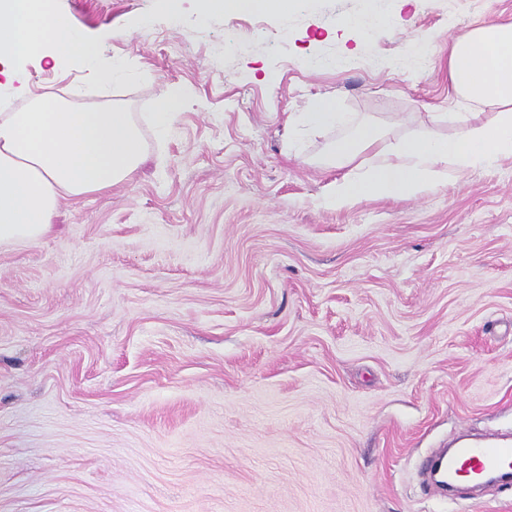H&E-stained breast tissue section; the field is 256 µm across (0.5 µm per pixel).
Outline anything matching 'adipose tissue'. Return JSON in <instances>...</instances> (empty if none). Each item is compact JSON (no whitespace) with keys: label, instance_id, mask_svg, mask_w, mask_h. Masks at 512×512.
I'll use <instances>...</instances> for the list:
<instances>
[{"label":"adipose tissue","instance_id":"1","mask_svg":"<svg viewBox=\"0 0 512 512\" xmlns=\"http://www.w3.org/2000/svg\"><path fill=\"white\" fill-rule=\"evenodd\" d=\"M39 51L53 65L74 61L90 68L105 84L123 76L122 67L103 61L98 43L58 11L36 7L32 0H9L0 8V93L32 101L26 111L0 113V242L39 240L49 232L60 202L111 191L147 154L130 113L75 110L33 94L23 62ZM448 73L455 94L466 104L495 110L493 120L451 136L414 133L394 139L372 123L356 122L352 135L330 154L353 171L335 182L328 205L412 197L462 180L470 169L512 158V25H483L457 39ZM194 95L191 87L168 86L147 115L154 132L165 135ZM342 118L335 100L319 98L289 123L288 136L332 128Z\"/></svg>","mask_w":512,"mask_h":512}]
</instances>
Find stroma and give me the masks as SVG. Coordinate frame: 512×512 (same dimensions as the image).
Returning a JSON list of instances; mask_svg holds the SVG:
<instances>
[{"label": "stroma", "mask_w": 512, "mask_h": 512, "mask_svg": "<svg viewBox=\"0 0 512 512\" xmlns=\"http://www.w3.org/2000/svg\"><path fill=\"white\" fill-rule=\"evenodd\" d=\"M55 3L125 75L35 54L36 93L137 122L166 86L196 96L143 128L128 181L0 244V512H512V486L454 502L418 468L512 433V158L336 209L348 127L288 145L319 97L453 133L450 47L512 0ZM367 11L384 24L336 23ZM207 13L277 12L288 16L296 0H207Z\"/></svg>", "instance_id": "1"}]
</instances>
